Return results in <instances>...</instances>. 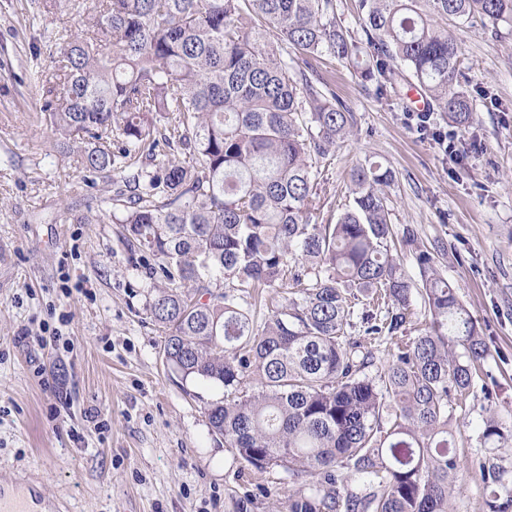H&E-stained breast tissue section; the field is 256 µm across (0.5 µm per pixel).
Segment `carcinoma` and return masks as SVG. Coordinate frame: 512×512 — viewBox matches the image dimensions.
I'll use <instances>...</instances> for the list:
<instances>
[{"label":"carcinoma","instance_id":"carcinoma-1","mask_svg":"<svg viewBox=\"0 0 512 512\" xmlns=\"http://www.w3.org/2000/svg\"><path fill=\"white\" fill-rule=\"evenodd\" d=\"M41 8L79 14L83 0ZM355 9L358 40L332 0H97L87 28L57 38L42 120L61 154L112 188V223L156 257L163 286L146 310L167 366L223 389L204 403L211 434L257 471L312 482L288 512H448L463 466L448 407L466 400L488 347L429 251L419 285L392 254L390 168L354 167L352 205L334 224L312 223L325 206L322 163L353 112L283 51L344 61L366 79L397 59L463 133L473 103L461 50L432 17H478L495 33L512 23V0ZM288 286L255 319L252 290ZM416 293L428 321L410 338ZM356 328L393 345L376 380ZM482 439L485 505L512 512V463L493 447L503 428L484 420Z\"/></svg>","mask_w":512,"mask_h":512}]
</instances>
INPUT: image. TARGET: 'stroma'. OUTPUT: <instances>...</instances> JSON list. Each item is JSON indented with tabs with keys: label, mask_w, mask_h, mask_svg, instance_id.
<instances>
[{
	"label": "stroma",
	"mask_w": 512,
	"mask_h": 512,
	"mask_svg": "<svg viewBox=\"0 0 512 512\" xmlns=\"http://www.w3.org/2000/svg\"><path fill=\"white\" fill-rule=\"evenodd\" d=\"M40 0H0V478H26L67 512H271L299 487L262 473L210 434L215 386L182 381L163 359L164 333L146 315L153 257L113 223L103 185H86L43 123L55 40L79 16H38ZM461 46L472 125L452 162L407 121L408 85L362 80L348 64L294 59L354 114L332 150L316 221L352 202L349 175L391 168L394 239L442 243L435 266L490 348L451 430L466 459L483 456V422L512 428V27L449 23ZM90 206L89 221L64 219Z\"/></svg>",
	"instance_id": "obj_1"
}]
</instances>
